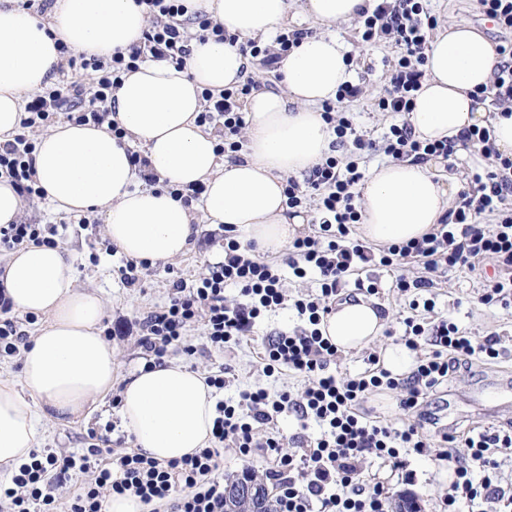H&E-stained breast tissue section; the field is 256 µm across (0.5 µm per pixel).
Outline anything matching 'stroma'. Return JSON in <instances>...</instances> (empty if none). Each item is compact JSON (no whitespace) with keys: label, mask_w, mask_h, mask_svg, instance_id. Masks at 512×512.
Instances as JSON below:
<instances>
[{"label":"stroma","mask_w":512,"mask_h":512,"mask_svg":"<svg viewBox=\"0 0 512 512\" xmlns=\"http://www.w3.org/2000/svg\"><path fill=\"white\" fill-rule=\"evenodd\" d=\"M428 8L439 22L453 21L471 26L481 32L492 45L512 44V34L499 30L477 13L471 0H429ZM358 21L336 25L335 32L350 47V56L355 70V82L363 89V96L352 103L350 110L356 125L365 134L381 138L395 115L374 111L372 98L383 89L385 63L393 59L395 47L381 41L372 45L361 43L358 37ZM27 217L37 223L57 227L56 241L60 248L74 251L78 285L100 292L105 300L102 328L115 326L117 322H133L143 312L162 305L168 299L173 280L182 278L194 280L205 273L208 264L224 256V232L216 224H198L194 248L186 255L167 264L154 265L142 272L140 287H126L118 272L124 258L109 248L110 242L103 232L101 222L82 225L78 216L57 213L43 200L27 204ZM490 260L479 258L473 269L457 268L437 274L435 278L437 318L453 321L477 341L496 336L500 339L497 359L481 364L473 363L461 367L447 384L431 396L426 409L435 424L432 435L443 433L462 435L470 430H502L512 425V390L504 392L498 385L512 382V308L485 306L479 301L480 279L493 276ZM368 278L377 281L378 294L373 300L385 319L384 335L372 344L370 349L358 352H339L336 368L342 375L356 376L369 370L370 353L382 352L396 344L404 331L403 321L411 311L405 297L393 288L396 271L385 267L368 268ZM304 322L296 311L284 308L266 316L260 323L256 336L238 345L224 349L213 348L206 340L201 325L195 324L187 331V340L196 348L191 357H182V364L190 369L208 374L216 367H226L229 383L224 390L225 397L237 396L239 390L248 387H264L273 394L301 390L303 379L282 373L266 375L261 366L262 340L266 335L303 327ZM114 350L115 379L113 392H120L127 379L144 363L143 350L137 333L111 338ZM119 417H102L93 413L83 422L62 424L46 422L41 428V447L51 449L59 455H69L85 449L89 432L107 436L113 447L126 448L130 442L121 431ZM410 467L415 472L414 484L402 482L389 468L371 461L365 473L384 481L389 489L391 504L415 499L421 512H440V497L448 488L447 468L428 455L413 454L409 457Z\"/></svg>","instance_id":"stroma-1"}]
</instances>
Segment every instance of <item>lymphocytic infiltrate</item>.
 <instances>
[{
	"label": "lymphocytic infiltrate",
	"instance_id": "1",
	"mask_svg": "<svg viewBox=\"0 0 512 512\" xmlns=\"http://www.w3.org/2000/svg\"><path fill=\"white\" fill-rule=\"evenodd\" d=\"M135 3L143 7L148 22L142 42L108 57L59 44L76 80L46 86L31 96L21 133L0 143V176L8 177L26 200L42 195L33 167V134L54 115L63 112L77 124L103 126L124 137L125 129L112 118V92L121 86L124 75L136 71L146 55L184 66L194 31H208L219 38L224 35L220 25L199 13L192 24L181 23L186 12L181 0ZM359 23L362 42L388 40L399 50L385 75L383 94L372 101L374 110L401 115L411 112L437 17L429 12L426 0H379L375 7L360 8ZM252 88L246 80L217 95L208 90L202 93L204 108L197 123L222 126L219 155L233 159L243 148L238 138L245 124L242 103ZM362 95L361 86L350 83L340 88L335 103L324 104L323 117L334 136L330 152L303 179L287 180L289 208L314 202L319 214L316 235L296 238L279 266L249 253L232 234H225L223 260L209 265L195 283L173 281L167 302L137 322L148 366L162 364L178 352L193 354L185 336L188 327L198 322L203 323L211 346L220 350L227 344H240L252 335L265 313L288 302L282 268H289L298 279L317 273L318 294L292 301L298 315L306 317V327L277 333L265 344L262 355L265 372L286 370L304 377L303 390L294 396L286 392L274 396L263 388L249 389L241 391L238 400L217 401L212 446L179 460L161 462L131 451L117 453L108 463L93 432L82 454L31 452L28 462L0 480V512H56L54 497L45 491L48 480L63 481L73 473L83 474L84 480L68 499L67 512H105L107 499L115 493L133 494L143 504L164 507L166 512H224V485L217 471L219 446L227 441L241 455L259 452L270 460L262 477L277 490L276 512H389L386 487L365 478L364 464L371 458L379 460L410 482L414 479L406 458L410 450L434 453L436 460L452 468L454 478L441 498L443 512H458L460 503L471 505L479 499L512 505V486H504L498 461L499 456L512 454V429L466 436L468 453L460 457L450 447V435L436 441L425 431L427 417L421 410L425 399L462 365L499 354L496 339L474 342L455 323H431L426 315L435 307L428 295L434 273L468 266L477 257L491 259L496 270L483 290V303L512 305V158L497 151L488 127L469 129L456 139L426 143L403 122L391 125L382 140L372 139L358 131L346 110L348 103ZM466 144L492 165L474 173L472 187L459 193L455 206L436 229L383 249L353 237L352 228L361 220V160L380 151L395 160L446 161ZM411 263L416 272L399 276L395 286L409 297L411 309H424L425 315L405 318L403 341L413 351L428 346V353L403 379L380 368L375 354L368 357L370 370L358 376L342 377L331 371L338 350L323 337L320 324L332 311L337 295L350 282L359 291L377 294L376 281L360 277L365 268ZM228 287L239 289L241 303H225ZM382 389L402 391L399 405L413 413L411 423L396 427L369 419L363 406ZM285 411L301 427L313 423L320 429L317 438L293 454L284 453L281 436L259 432L260 426Z\"/></svg>",
	"mask_w": 512,
	"mask_h": 512
}]
</instances>
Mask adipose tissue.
I'll return each instance as SVG.
<instances>
[{
  "label": "adipose tissue",
  "instance_id": "obj_1",
  "mask_svg": "<svg viewBox=\"0 0 512 512\" xmlns=\"http://www.w3.org/2000/svg\"><path fill=\"white\" fill-rule=\"evenodd\" d=\"M366 0H186L206 12L226 40L192 41L184 68L145 57L112 93L115 119L127 135L65 121L39 136L33 153L37 185L58 212L93 214L123 256L164 264L185 255L195 222L233 227L260 253H284L304 224L288 212L286 178L311 169L332 139L322 117L341 85L353 82L349 48L332 31L353 20ZM325 24L305 36L282 60L278 90L260 88L243 110L247 143L236 160H220L218 136L199 126L203 90L221 93L240 84L249 61L238 44L272 42L290 11ZM146 28L134 0H55L38 19L0 0V140L21 130L24 95L53 82L64 63L55 44L112 55L139 44ZM237 44H230V37ZM496 55L476 30L455 22L440 26L426 50L425 76L406 116L416 137L432 142L491 125L500 154L512 157V115L488 112L476 92L488 87ZM147 161L157 185H145L133 151ZM200 182L199 201L185 205L170 186ZM361 235L384 244L421 238L448 209L451 192L427 165L410 160L375 166L360 187ZM13 310L42 324L24 351L19 380L0 379V476L27 462L37 448L40 421H73L89 414L112 390V343L100 320L104 300L79 288L72 252L30 244L0 266ZM341 350H361L382 334L384 319L364 299L347 300L320 325ZM118 414L135 447L160 461L208 446L215 417L212 387L176 361L139 369L126 383Z\"/></svg>",
  "mask_w": 512,
  "mask_h": 512
}]
</instances>
